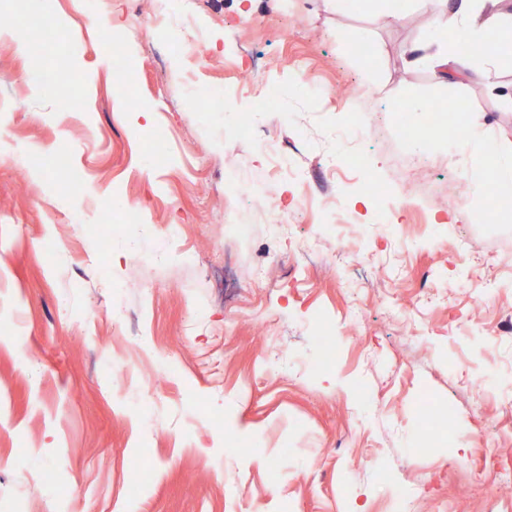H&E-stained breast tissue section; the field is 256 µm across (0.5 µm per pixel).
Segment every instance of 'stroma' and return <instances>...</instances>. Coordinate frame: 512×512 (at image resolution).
<instances>
[{
  "label": "stroma",
  "mask_w": 512,
  "mask_h": 512,
  "mask_svg": "<svg viewBox=\"0 0 512 512\" xmlns=\"http://www.w3.org/2000/svg\"><path fill=\"white\" fill-rule=\"evenodd\" d=\"M178 4L199 61L143 29L147 0H0L27 42H0V512H512V213L490 218L487 177L512 60H430L484 15ZM257 91L265 119L227 136ZM410 100L417 126L457 106L456 134L406 138ZM352 127L366 165L330 172ZM271 138L300 180L272 178ZM370 183L406 199L390 232ZM270 188L294 213L277 234Z\"/></svg>",
  "instance_id": "1"
}]
</instances>
